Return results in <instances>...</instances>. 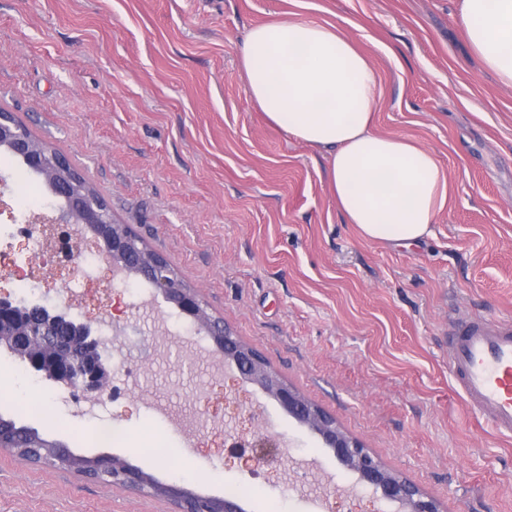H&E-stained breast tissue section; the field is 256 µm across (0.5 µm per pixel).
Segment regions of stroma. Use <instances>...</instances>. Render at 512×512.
<instances>
[{
	"label": "stroma",
	"mask_w": 512,
	"mask_h": 512,
	"mask_svg": "<svg viewBox=\"0 0 512 512\" xmlns=\"http://www.w3.org/2000/svg\"><path fill=\"white\" fill-rule=\"evenodd\" d=\"M306 10L376 66L378 130L432 149L449 174V204L417 245L361 238L336 207L322 153L250 99L238 67L247 33ZM0 111L64 155L210 315L443 512H512V438L467 404L448 365L456 322L512 320V89L473 54L458 0H0ZM27 216L0 195V290L53 304L57 257L17 234ZM35 263L45 278L20 291ZM148 289L136 279L68 291L72 315L109 305L126 321L112 347L118 391L95 414L82 412L80 390L43 378L54 421L21 410L13 374L28 367L1 350L0 416L84 457L107 451L94 431L112 424L129 441L111 455L202 497L237 487L244 512H394L256 386L231 371L208 386L186 346L157 356L154 326L173 307L138 315ZM202 388L224 425L189 439L178 419ZM259 437L279 449L258 466L236 463ZM0 512L179 508L5 452Z\"/></svg>",
	"instance_id": "stroma-1"
}]
</instances>
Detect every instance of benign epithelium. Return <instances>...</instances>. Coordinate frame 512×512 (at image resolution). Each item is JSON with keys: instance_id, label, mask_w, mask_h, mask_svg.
I'll return each instance as SVG.
<instances>
[{"instance_id": "benign-epithelium-1", "label": "benign epithelium", "mask_w": 512, "mask_h": 512, "mask_svg": "<svg viewBox=\"0 0 512 512\" xmlns=\"http://www.w3.org/2000/svg\"><path fill=\"white\" fill-rule=\"evenodd\" d=\"M0 149L20 158L31 173L44 180L57 199L56 215L35 214L34 222L79 225L83 235L92 234L100 241L102 257L112 270V281L127 283L139 277L166 302L173 303L184 318L208 329L202 300L183 283L166 258L148 249L130 225L117 223L104 199L80 186L64 156L46 145L34 147L28 130L7 119L5 112L0 114ZM104 325L114 337L124 332V327L114 319L80 321L70 314L65 303L47 305L0 295V347L26 361L49 381L79 389L90 399L105 393L112 375V354L101 337ZM209 335V356L215 364L236 369L242 379L277 401L290 417L317 434L362 483L372 487L380 498L396 504L398 512H441L435 499L388 469L361 442L343 431L335 417L281 380L260 353L229 328L219 334L211 331ZM98 461L112 464V468L98 471V479L110 477L112 482L139 492L155 490L141 470L124 460L115 456L92 459L94 463ZM198 500L206 504L204 512H244L230 499L200 496Z\"/></svg>"}]
</instances>
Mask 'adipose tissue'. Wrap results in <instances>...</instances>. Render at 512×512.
I'll list each match as a JSON object with an SVG mask.
<instances>
[{"label":"adipose tissue","instance_id":"ef3b65f1","mask_svg":"<svg viewBox=\"0 0 512 512\" xmlns=\"http://www.w3.org/2000/svg\"><path fill=\"white\" fill-rule=\"evenodd\" d=\"M460 14L485 68L512 88V0H462ZM239 65L268 123L324 151L336 206L363 239L408 246L431 236L448 173L430 148L377 131L381 77L338 25L302 13L256 25Z\"/></svg>","mask_w":512,"mask_h":512}]
</instances>
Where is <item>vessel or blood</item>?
I'll use <instances>...</instances> for the list:
<instances>
[{
	"instance_id": "b4317fda",
	"label": "vessel or blood",
	"mask_w": 512,
	"mask_h": 512,
	"mask_svg": "<svg viewBox=\"0 0 512 512\" xmlns=\"http://www.w3.org/2000/svg\"><path fill=\"white\" fill-rule=\"evenodd\" d=\"M448 364L468 404L512 436V324L475 320L451 340Z\"/></svg>"
}]
</instances>
